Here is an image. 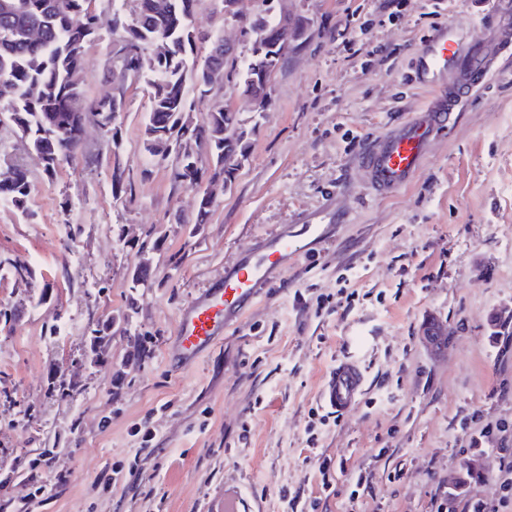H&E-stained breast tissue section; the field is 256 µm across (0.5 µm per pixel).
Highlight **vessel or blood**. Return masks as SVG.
I'll use <instances>...</instances> for the list:
<instances>
[{
	"label": "vessel or blood",
	"mask_w": 512,
	"mask_h": 512,
	"mask_svg": "<svg viewBox=\"0 0 512 512\" xmlns=\"http://www.w3.org/2000/svg\"><path fill=\"white\" fill-rule=\"evenodd\" d=\"M482 21L493 33L492 50L466 42L445 26L417 48L416 70L432 96L423 110L393 127L363 152L361 162L370 173L371 193L386 196L411 183L431 141L447 129L454 112L502 75L499 59H512V0H490ZM323 235L322 224L306 223L303 233L281 236L254 250L225 273L220 284L185 305L180 311V333L168 352L174 366L182 370L196 362L231 322L257 301L276 262L301 255L307 240H318ZM364 384L361 364L341 359L330 371L320 400L328 409L344 412L358 401ZM216 512H255V507L241 486L228 482Z\"/></svg>",
	"instance_id": "obj_1"
}]
</instances>
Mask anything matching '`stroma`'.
I'll use <instances>...</instances> for the list:
<instances>
[{"label":"stroma","instance_id":"obj_1","mask_svg":"<svg viewBox=\"0 0 512 512\" xmlns=\"http://www.w3.org/2000/svg\"><path fill=\"white\" fill-rule=\"evenodd\" d=\"M97 8L92 99L113 92L111 19L135 0ZM239 8L303 20V36L269 84L266 112L231 79L189 112L197 125L211 102L232 103L247 144L207 223L195 222L196 191L145 149L144 82L53 174L0 115V169L23 164L32 181L28 213L0 204V512H207L228 477L260 512H286L295 497L317 500L316 512H512L500 504L512 459V63L435 137L409 186L373 195L357 159L427 102L412 62L433 29L453 25L489 46L486 0ZM192 24L225 38L244 68L251 45L221 0H199ZM117 168L131 190L119 200ZM326 207L341 223L274 269L197 363L173 370L181 307L254 244ZM143 259L153 279L139 288ZM110 320L111 336L91 349L89 326ZM347 356L366 388L333 413L319 393ZM136 425L154 432L148 449ZM362 471L371 484L360 492Z\"/></svg>","mask_w":512,"mask_h":512}]
</instances>
